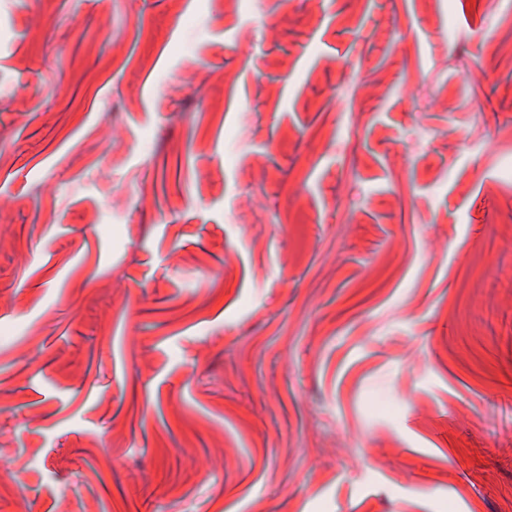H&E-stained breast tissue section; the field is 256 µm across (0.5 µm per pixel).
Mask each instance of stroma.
<instances>
[{
	"label": "stroma",
	"instance_id": "35a3bbf8",
	"mask_svg": "<svg viewBox=\"0 0 512 512\" xmlns=\"http://www.w3.org/2000/svg\"><path fill=\"white\" fill-rule=\"evenodd\" d=\"M512 0H0V512H512Z\"/></svg>",
	"mask_w": 512,
	"mask_h": 512
}]
</instances>
